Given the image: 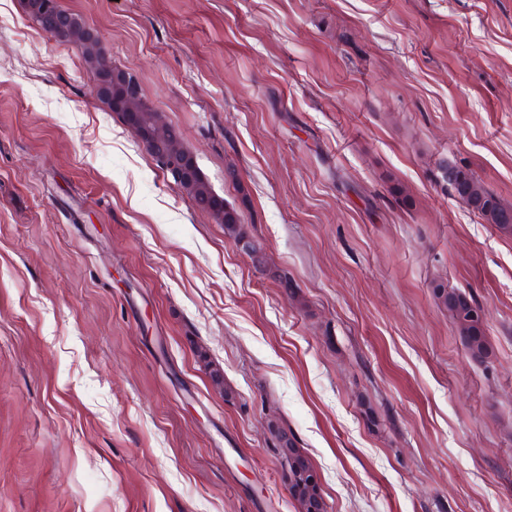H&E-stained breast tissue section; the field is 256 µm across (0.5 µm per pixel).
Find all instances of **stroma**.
<instances>
[{"instance_id": "35a3bbf8", "label": "stroma", "mask_w": 512, "mask_h": 512, "mask_svg": "<svg viewBox=\"0 0 512 512\" xmlns=\"http://www.w3.org/2000/svg\"><path fill=\"white\" fill-rule=\"evenodd\" d=\"M58 2L262 261L0 0V512H298L276 428L329 512H512V237L439 173L512 204V0ZM185 161L187 165H190L194 169V175L190 181L183 186V191L194 200V202H204L218 208L221 217H217L216 220L220 224H224L225 233L236 242L244 240L249 241V236L245 229V225L241 223L239 212L236 208L226 204L224 199L219 197L218 194L213 190L208 179L205 177L201 168L196 163L194 156L188 152L187 156L180 159ZM442 181L477 214L503 236L512 237V205L504 203L465 167L440 166ZM434 295L439 304L448 311L456 325L465 348L474 359H484L489 355V341L483 320L475 318L477 310H483L471 294L449 289L443 283L434 286Z\"/></svg>"}]
</instances>
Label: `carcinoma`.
<instances>
[{
	"label": "carcinoma",
	"mask_w": 512,
	"mask_h": 512,
	"mask_svg": "<svg viewBox=\"0 0 512 512\" xmlns=\"http://www.w3.org/2000/svg\"><path fill=\"white\" fill-rule=\"evenodd\" d=\"M82 58L90 72L108 78L101 100L111 111L121 114L124 120L134 122V131L146 150L159 152L169 138L179 134L173 125L159 132L150 124V115L154 109L146 104L142 93H137L135 98L131 97L129 87L103 52L99 40L95 39L87 46ZM183 161L194 169V175L183 186V191L194 202H204L217 208L220 213L217 221L224 225V231L230 238L237 242L249 239L239 212L226 204L213 190L194 156L189 153L183 157ZM440 170L442 181L469 209L485 223L494 226L501 235L512 237L511 204L504 203L465 167L444 163ZM434 295L448 311L470 356L478 360L486 358L489 355V341L484 321L475 317V312L481 306L474 296L450 289L442 282L434 286ZM274 438L277 455L288 458L291 466L292 480L289 487L296 490L294 498L299 504V512H327L321 484L310 480V472L314 467L297 448L294 438L282 430L276 431Z\"/></svg>",
	"instance_id": "cac0c4a2"
}]
</instances>
